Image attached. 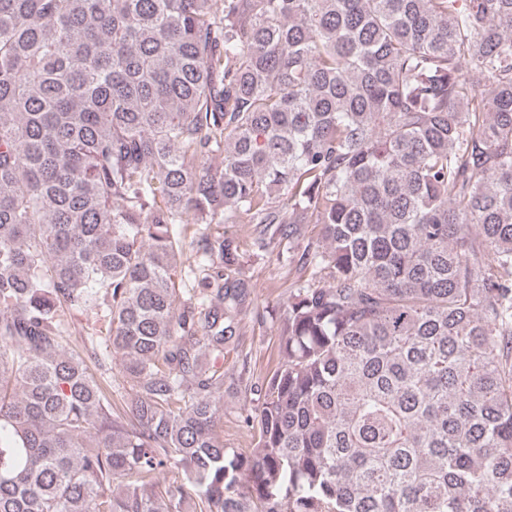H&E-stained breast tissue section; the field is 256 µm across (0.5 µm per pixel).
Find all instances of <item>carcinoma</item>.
<instances>
[{
    "label": "carcinoma",
    "mask_w": 512,
    "mask_h": 512,
    "mask_svg": "<svg viewBox=\"0 0 512 512\" xmlns=\"http://www.w3.org/2000/svg\"><path fill=\"white\" fill-rule=\"evenodd\" d=\"M0 512H512V0H0ZM246 270L248 287L254 297L252 308L264 311L267 322L263 325L255 321L251 309L242 321L241 336L224 348V370L230 375L235 368V360L241 354H248L251 371L254 375H265L278 365V336L275 322L268 312L280 315L282 305L288 296V267L276 259L274 253L264 261L250 264ZM266 311V312H265ZM230 380H224V397L222 404L224 408V447L249 454L254 448V441L250 433L241 428L238 423V416L243 408V396L232 388Z\"/></svg>",
    "instance_id": "cac0c4a2"
}]
</instances>
